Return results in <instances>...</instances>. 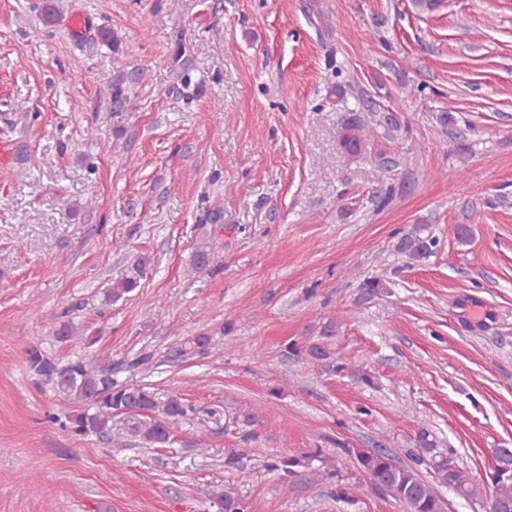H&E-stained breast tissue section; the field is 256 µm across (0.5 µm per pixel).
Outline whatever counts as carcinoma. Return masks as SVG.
<instances>
[{
    "instance_id": "obj_1",
    "label": "carcinoma",
    "mask_w": 512,
    "mask_h": 512,
    "mask_svg": "<svg viewBox=\"0 0 512 512\" xmlns=\"http://www.w3.org/2000/svg\"><path fill=\"white\" fill-rule=\"evenodd\" d=\"M59 10L56 0H43L40 7V19L46 27L56 24ZM134 77L121 75L112 80L107 89L112 111L132 112L136 108L135 96L130 84ZM371 136L363 126L351 124L340 137V144L348 151L358 149ZM437 241L431 237H422L418 233L403 235L396 250L412 260H420L432 253ZM150 261L142 258L124 269L112 282L107 292L110 302H117L134 292L141 285L148 272ZM54 337L60 342L72 341L79 337V330L73 322L61 320L53 329ZM288 354L308 363L328 366L336 372H349L358 381L370 385V375L361 368H352L336 359L331 345L319 341L307 344L293 342L288 345ZM30 370L36 375L52 382L61 399L75 405L67 415L66 428L77 436L95 435L114 440L112 436V415L126 414L134 418L142 412L152 416L149 427L131 426V432L142 434L146 443L162 444L169 440L175 425L180 423L191 407L175 396L162 400L156 394L136 383L117 384L112 381V370L98 365L96 359L81 356L61 365L50 360L42 351L33 347L28 351ZM344 452L351 458L357 470L374 488L387 491L403 504L405 512H446V503L438 491L445 486L473 504L485 507V512H512V452L503 451L494 456L496 470L503 476L491 483L486 489L476 483L466 468L459 466L453 459L455 450L439 446L434 436L422 429L417 433L414 450L407 453L409 463L396 460L386 448H346ZM321 460V450L307 454H286L277 458L272 468L281 470L289 476H296L300 470L308 468L313 461ZM431 474V478L422 475V471ZM339 469L327 471L335 479L331 495L344 501L352 500L355 487L336 480ZM215 503L222 512H248L245 502L225 495L214 493Z\"/></svg>"
}]
</instances>
